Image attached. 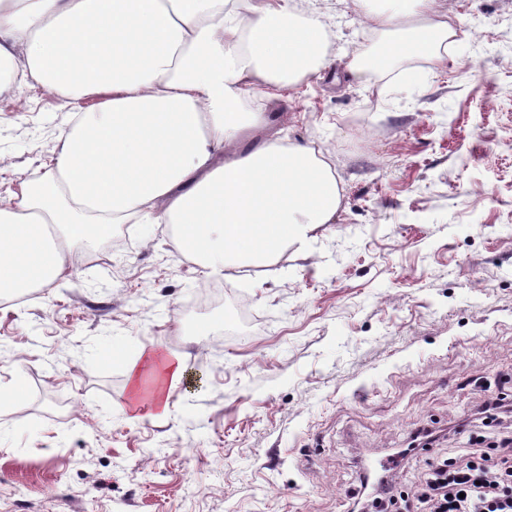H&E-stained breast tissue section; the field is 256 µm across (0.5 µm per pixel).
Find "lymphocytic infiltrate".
<instances>
[{
  "label": "lymphocytic infiltrate",
  "mask_w": 512,
  "mask_h": 512,
  "mask_svg": "<svg viewBox=\"0 0 512 512\" xmlns=\"http://www.w3.org/2000/svg\"><path fill=\"white\" fill-rule=\"evenodd\" d=\"M472 418L475 425L463 453L427 460L411 485L398 482L395 472L439 444L435 430L419 429L408 447L395 449L394 469L361 473L351 512H512V432L491 436L483 427L490 420L512 419V405L491 396Z\"/></svg>",
  "instance_id": "lymphocytic-infiltrate-1"
}]
</instances>
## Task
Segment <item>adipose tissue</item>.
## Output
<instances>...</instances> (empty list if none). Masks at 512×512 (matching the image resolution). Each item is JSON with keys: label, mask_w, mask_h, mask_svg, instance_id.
<instances>
[{"label": "adipose tissue", "mask_w": 512, "mask_h": 512, "mask_svg": "<svg viewBox=\"0 0 512 512\" xmlns=\"http://www.w3.org/2000/svg\"><path fill=\"white\" fill-rule=\"evenodd\" d=\"M291 0H0V77L25 53L27 74L68 98L106 94L61 133L55 182L0 210V295L61 276L69 236L49 224H171L176 247L220 273L263 263L332 222L336 177L313 148L275 137L231 151L266 123L265 105L326 64L319 16ZM439 0H367L388 35L380 56H353L355 81L417 53L444 60L456 37ZM260 100L248 115L240 98ZM128 408L169 412L190 378L185 359L154 349L125 362Z\"/></svg>", "instance_id": "ef3b65f1"}]
</instances>
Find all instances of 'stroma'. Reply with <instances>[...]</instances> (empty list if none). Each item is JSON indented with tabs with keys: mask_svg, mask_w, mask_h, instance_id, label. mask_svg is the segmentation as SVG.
I'll return each instance as SVG.
<instances>
[{
	"mask_svg": "<svg viewBox=\"0 0 512 512\" xmlns=\"http://www.w3.org/2000/svg\"><path fill=\"white\" fill-rule=\"evenodd\" d=\"M305 3L327 64L269 125L327 158L334 223L222 276L168 225L115 224L74 238L50 287L0 299V512H348L361 460L421 426L457 456L479 385L512 398V0H441L463 30L447 61L365 82L339 68L383 41L356 0ZM105 100L31 78L0 98V205ZM116 345L187 359L166 419H131Z\"/></svg>",
	"mask_w": 512,
	"mask_h": 512,
	"instance_id": "stroma-1",
	"label": "stroma"
}]
</instances>
